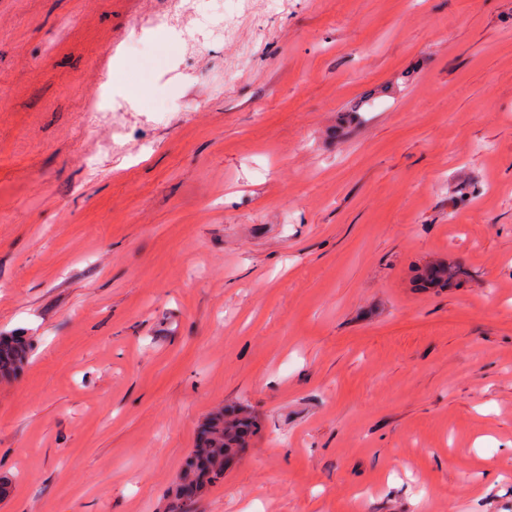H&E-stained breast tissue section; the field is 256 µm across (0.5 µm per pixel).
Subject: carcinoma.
Returning a JSON list of instances; mask_svg holds the SVG:
<instances>
[{
    "instance_id": "1",
    "label": "carcinoma",
    "mask_w": 512,
    "mask_h": 512,
    "mask_svg": "<svg viewBox=\"0 0 512 512\" xmlns=\"http://www.w3.org/2000/svg\"><path fill=\"white\" fill-rule=\"evenodd\" d=\"M468 275L460 264L444 267L430 266L420 276L424 288H452ZM29 344L19 335H0V381L14 379L27 360ZM209 439L207 445L199 444L192 459L183 470L174 512H188L195 500L189 487L205 484L224 477V461L236 453L245 438L253 432V423L247 416L226 417L224 412L214 413L205 423Z\"/></svg>"
}]
</instances>
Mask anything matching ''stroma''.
<instances>
[{
  "label": "stroma",
  "instance_id": "stroma-1",
  "mask_svg": "<svg viewBox=\"0 0 512 512\" xmlns=\"http://www.w3.org/2000/svg\"><path fill=\"white\" fill-rule=\"evenodd\" d=\"M171 22L195 0H0V512H169L240 404L193 512H512V0ZM116 67L137 99L93 103ZM467 275V270L461 264L448 263L444 267H428L425 274L420 276V281L423 288H452ZM29 344L24 336L0 335V381L14 379L27 360ZM208 430V444L196 446L192 459L183 470L174 512H188L196 500L188 489L198 485L201 491L205 483L224 477V461L236 453L238 448L253 432V423L247 416L224 417V411L214 413L205 423Z\"/></svg>",
  "mask_w": 512,
  "mask_h": 512
}]
</instances>
